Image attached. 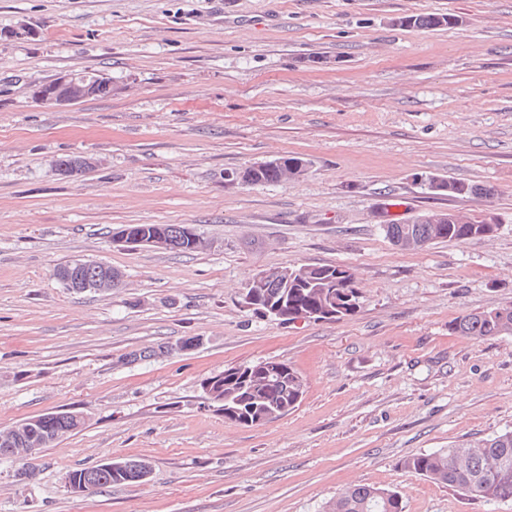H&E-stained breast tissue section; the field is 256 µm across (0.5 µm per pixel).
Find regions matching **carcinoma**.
Listing matches in <instances>:
<instances>
[{
	"mask_svg": "<svg viewBox=\"0 0 512 512\" xmlns=\"http://www.w3.org/2000/svg\"><path fill=\"white\" fill-rule=\"evenodd\" d=\"M453 23L446 15L407 16L395 19L399 26L413 25L436 29ZM301 161L299 157L283 159V163L267 164L247 172L251 185L277 183L288 179L285 165ZM439 195L457 196L483 193V189L447 178L440 179ZM447 224H386L384 231L392 243H397L412 230L415 239L425 247L434 242H463L493 236L499 224L492 218L465 217L452 214ZM182 224H168L166 231L174 246L171 250L190 253L189 243L183 237ZM307 266H294L297 272L288 283H283L278 270L269 271V277L257 276L247 294L252 296V310L260 315L276 305L288 311L301 310L308 317L326 307L345 301L340 316L353 315L359 307L358 289L353 273L345 266L322 265L312 267L314 275L302 272ZM454 333L483 340L512 335V305L466 314L448 324ZM278 375L264 372L263 362L229 367L212 377L213 385L207 397L224 410V418L244 426L255 425L256 415L283 414L294 409L304 394L301 375L288 363L277 361ZM83 426V418L75 412L53 413L47 420L36 419L23 434V448H48L55 441ZM403 467L435 483L470 493L488 501L512 499V430L495 434L478 442L461 444L444 450L420 453L403 461ZM74 480L86 482V487H107L112 484L137 483L135 467L124 465L110 470L100 467L83 468L70 472ZM325 512H404L402 499L394 492L370 485H354L344 489L329 501Z\"/></svg>",
	"mask_w": 512,
	"mask_h": 512,
	"instance_id": "obj_1",
	"label": "carcinoma"
}]
</instances>
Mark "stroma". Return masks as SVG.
<instances>
[{
    "label": "stroma",
    "mask_w": 512,
    "mask_h": 512,
    "mask_svg": "<svg viewBox=\"0 0 512 512\" xmlns=\"http://www.w3.org/2000/svg\"><path fill=\"white\" fill-rule=\"evenodd\" d=\"M429 14L453 22L394 23ZM84 72L111 95L34 99ZM68 156L91 166L61 176ZM290 156L302 178H233ZM430 176L483 192L439 196ZM434 210L500 229L418 250L383 232ZM126 224H187L206 246L126 248ZM75 259L121 287L66 288ZM302 264L348 267L360 309L280 324L245 308L255 275ZM510 303L512 0H0V429L85 418L30 480L0 459V512H322L359 484L405 512H512L402 466L512 429V335L448 329ZM186 336L199 346L177 350ZM260 360L294 367L302 401L226 420L202 381ZM127 459L144 481L66 483ZM453 19L446 15H425V16H407L395 19V24L399 26L413 25L424 28L436 29L451 25Z\"/></svg>",
    "instance_id": "stroma-1"
}]
</instances>
